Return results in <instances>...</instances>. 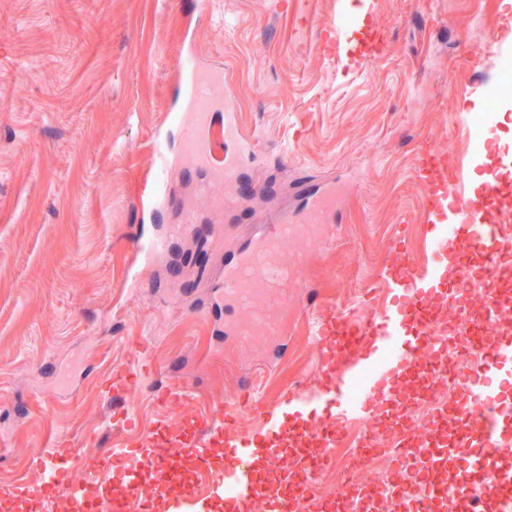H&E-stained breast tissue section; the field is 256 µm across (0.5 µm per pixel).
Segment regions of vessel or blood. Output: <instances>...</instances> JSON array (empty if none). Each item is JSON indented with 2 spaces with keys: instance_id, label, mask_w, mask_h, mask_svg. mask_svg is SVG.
<instances>
[{
  "instance_id": "obj_1",
  "label": "vessel or blood",
  "mask_w": 512,
  "mask_h": 512,
  "mask_svg": "<svg viewBox=\"0 0 512 512\" xmlns=\"http://www.w3.org/2000/svg\"><path fill=\"white\" fill-rule=\"evenodd\" d=\"M323 31L330 51L356 50L362 62L374 59L387 43L365 16L355 19L336 14L324 22ZM223 77V68L205 59L193 33H186L175 60L172 105L154 132V170L138 202L127 288L137 293L143 277L170 266L167 242L193 231V218L184 213L171 182L172 174L185 167L182 159L190 158L188 167L200 177L213 173L231 186L224 198V221L215 226L213 239L219 243L232 239L236 245L225 252L222 275L210 292L212 307L224 312V337L233 341L241 332L239 313L248 303L271 298L287 284L304 287V250L295 251L289 260L282 255L295 229L304 228L311 241H334L339 210L335 180L325 181L288 210L276 203L274 180L248 177L255 160L271 157L280 164L286 156L263 149L262 136L244 129L239 113L216 107L212 83ZM173 126L179 130L174 148L168 142ZM478 155L474 148L465 156L451 158L429 143L420 144L414 171L428 188L421 215L426 226L424 260L416 262L403 236H396L385 261V284L395 295L394 303L361 320L330 307L319 311L311 331L319 367L309 395L289 390L277 400L257 402L246 392L234 406L210 400L206 417L184 419L174 428L158 424L135 444L99 457L101 476H108L116 462L129 456L138 458L142 470L167 474L157 498L161 512H206L208 499L192 478L202 469L218 472L215 491L232 502L265 499L277 503L286 493L308 503L311 512H327L329 504L319 497L316 479L335 456L340 425L370 419L376 404L382 403L402 457L412 460L430 479L433 512H512V473L500 470L489 453L507 434L500 413H488L479 426L462 432L458 409L448 410L438 417L446 439L418 444L405 428V406L395 397L398 385H420L434 370L423 358L431 343L427 327L432 321V296L447 295L449 282L465 286L476 281L488 294L486 313L495 309L491 293L497 286L498 265L488 246L498 230L489 224L483 201L486 193L499 187L500 177L489 175L483 193L472 191L470 172ZM256 197L266 198L270 206L253 217L254 233L240 236L238 216L246 201ZM165 211L181 212V223L159 225L158 217ZM511 363L509 340L496 348L479 373H457L461 407L495 401L498 389L490 373L496 366ZM155 371L146 347H139L133 364L113 368L107 390L127 391ZM324 402L332 403L329 417L336 425L319 430L310 416ZM239 405L261 418L260 430L239 431L234 414ZM285 454L299 462L298 476L276 484L258 477L259 460L272 464ZM76 461L72 449L49 448L32 458L30 467L50 477L70 497L81 499L84 485L71 478ZM0 499L35 505L36 512H55V495L42 483L25 481L2 487Z\"/></svg>"
}]
</instances>
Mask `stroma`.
Returning a JSON list of instances; mask_svg holds the SVG:
<instances>
[{"mask_svg": "<svg viewBox=\"0 0 512 512\" xmlns=\"http://www.w3.org/2000/svg\"><path fill=\"white\" fill-rule=\"evenodd\" d=\"M194 0H0V484L34 479L32 456L74 443L96 458L158 422L177 426L208 400L237 399L242 382L271 400L312 375L315 349L295 295L271 305L284 350L220 342L190 309L224 259L205 231L178 241L167 294L124 293L138 200L153 163L155 127L170 107L174 57ZM208 0L196 41L223 64L246 129L288 150L285 181L349 180L330 246L305 256L309 307L391 295L381 274L397 233L422 257L424 187L414 174L425 140L465 152L456 113L469 81L496 93L494 151L471 173L474 189L512 150V93L497 68L472 57L512 30L505 0ZM370 13L388 53L343 69L321 46L336 9ZM150 340L157 375L138 387L136 425L106 423L100 395L114 365ZM84 365L74 389L37 380L54 361ZM179 381L196 396L159 406Z\"/></svg>", "mask_w": 512, "mask_h": 512, "instance_id": "1", "label": "stroma"}]
</instances>
